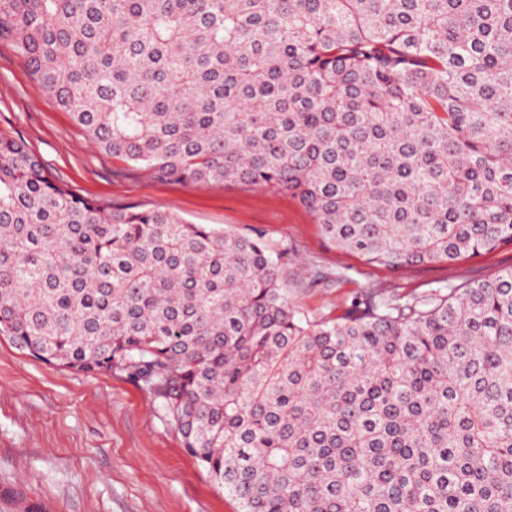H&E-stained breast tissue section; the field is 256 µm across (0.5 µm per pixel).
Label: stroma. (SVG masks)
Instances as JSON below:
<instances>
[{
	"mask_svg": "<svg viewBox=\"0 0 512 512\" xmlns=\"http://www.w3.org/2000/svg\"><path fill=\"white\" fill-rule=\"evenodd\" d=\"M0 137L25 142L49 177L90 200L168 208L193 224L261 230L287 251L288 296L308 316L343 315L384 290L409 298L512 268V245L392 271L331 248L292 196L240 182L174 183L101 152L0 40ZM331 273L330 286H312ZM0 512H240L184 448L158 400L125 374L71 372L0 337Z\"/></svg>",
	"mask_w": 512,
	"mask_h": 512,
	"instance_id": "1",
	"label": "stroma"
}]
</instances>
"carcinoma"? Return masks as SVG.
<instances>
[{"label":"carcinoma","mask_w":512,"mask_h":512,"mask_svg":"<svg viewBox=\"0 0 512 512\" xmlns=\"http://www.w3.org/2000/svg\"><path fill=\"white\" fill-rule=\"evenodd\" d=\"M0 38L160 179L286 192L390 270L512 244V0H0ZM283 258L0 138V333L146 387L240 512H512V269L311 321Z\"/></svg>","instance_id":"cac0c4a2"}]
</instances>
